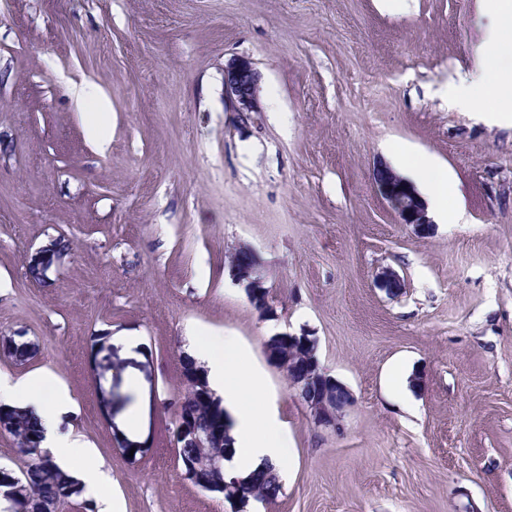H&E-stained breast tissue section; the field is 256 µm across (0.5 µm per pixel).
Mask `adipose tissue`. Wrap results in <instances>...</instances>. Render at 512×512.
<instances>
[{"label":"adipose tissue","instance_id":"ef3b65f1","mask_svg":"<svg viewBox=\"0 0 512 512\" xmlns=\"http://www.w3.org/2000/svg\"><path fill=\"white\" fill-rule=\"evenodd\" d=\"M487 2L497 17V26L482 47L473 73L454 92L474 105L497 103L499 117L508 120L512 118V54L504 40L512 34V0ZM401 164L425 194L430 215L458 221L457 211L448 207L454 189L447 172L423 156L402 158ZM189 342L196 360L206 370L210 389L221 398L231 418L234 456L230 473L243 477L269 464L278 474H285L293 460V450L275 418L258 416L268 390L249 352L237 337L200 330L192 332ZM0 404L34 411L43 430L42 446L53 461L93 490L99 512H120L118 502L108 491V478L99 460L84 442L61 431L60 422L70 413L72 400L50 373L20 380L0 374Z\"/></svg>","mask_w":512,"mask_h":512}]
</instances>
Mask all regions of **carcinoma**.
Listing matches in <instances>:
<instances>
[{"mask_svg":"<svg viewBox=\"0 0 512 512\" xmlns=\"http://www.w3.org/2000/svg\"><path fill=\"white\" fill-rule=\"evenodd\" d=\"M5 356L16 364H24L33 358L34 344L20 339ZM181 380L184 392L180 399L181 409L192 416L199 432L211 434V443L205 450L178 448V462L183 468L193 465L201 475L207 476L210 461L224 455V448L232 444V438L224 429L226 414L205 377L194 380L183 372ZM1 423L7 425V433L13 437L16 451L26 461V467L18 475L12 500L0 501V512H17L19 508L23 512H56L61 503L80 497L78 480L61 470L50 454L43 452L42 430L32 413L0 404ZM257 472L261 476L256 486L257 496L266 501L276 498L282 485L273 467L263 466Z\"/></svg>","mask_w":512,"mask_h":512,"instance_id":"1","label":"carcinoma"}]
</instances>
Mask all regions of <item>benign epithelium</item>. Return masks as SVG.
<instances>
[{
	"mask_svg": "<svg viewBox=\"0 0 512 512\" xmlns=\"http://www.w3.org/2000/svg\"><path fill=\"white\" fill-rule=\"evenodd\" d=\"M258 82L259 72L250 61L234 59L225 65L224 100L229 110L241 115L255 111ZM373 181L381 198L397 214L400 223L411 224L422 232L433 224L422 196L408 180L390 166L380 164L374 167ZM247 255L249 261L245 264L239 256L231 258L232 275L235 281L244 286L252 306L261 315L268 316L269 290L258 271L252 250H247ZM55 257L57 254L52 246L42 247L31 255L29 266L45 272ZM378 282L380 288L392 296L404 286L403 279L391 269L381 271L378 274ZM313 368L317 369V376L311 379V382L316 384L317 392L307 398L305 403L318 424L334 428L339 425L344 410L353 404V396L341 382L320 369L319 361L315 357L293 365L288 381L292 384H302L308 380V371ZM176 437L190 439L195 448L210 447L209 435L195 432L184 422L178 425ZM251 485L252 481L248 479L229 476L224 480L223 491L233 498H240Z\"/></svg>",
	"mask_w": 512,
	"mask_h": 512,
	"instance_id": "obj_1",
	"label": "benign epithelium"
}]
</instances>
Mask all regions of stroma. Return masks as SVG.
Wrapping results in <instances>:
<instances>
[{"label":"stroma","instance_id":"obj_1","mask_svg":"<svg viewBox=\"0 0 512 512\" xmlns=\"http://www.w3.org/2000/svg\"><path fill=\"white\" fill-rule=\"evenodd\" d=\"M477 2L0 0V336L37 347L0 373L68 388L62 428L122 512H512V124L448 101L496 23ZM234 59L261 75L244 119ZM391 143L447 169L464 223H400L372 179ZM242 246L271 316L231 275ZM193 329L239 336L264 372L295 452L275 500L238 509L177 463ZM285 332L352 393L337 427L268 357ZM259 72L252 63L234 59L224 67V100L231 112H255Z\"/></svg>","mask_w":512,"mask_h":512}]
</instances>
